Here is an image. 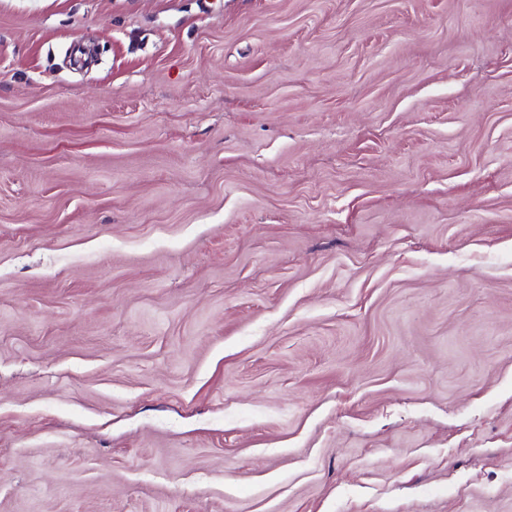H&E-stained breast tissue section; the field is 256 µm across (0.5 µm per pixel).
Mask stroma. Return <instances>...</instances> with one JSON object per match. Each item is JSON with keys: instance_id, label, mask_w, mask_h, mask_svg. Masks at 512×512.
I'll list each match as a JSON object with an SVG mask.
<instances>
[{"instance_id": "1", "label": "stroma", "mask_w": 512, "mask_h": 512, "mask_svg": "<svg viewBox=\"0 0 512 512\" xmlns=\"http://www.w3.org/2000/svg\"><path fill=\"white\" fill-rule=\"evenodd\" d=\"M0 512H512V0H0Z\"/></svg>"}]
</instances>
